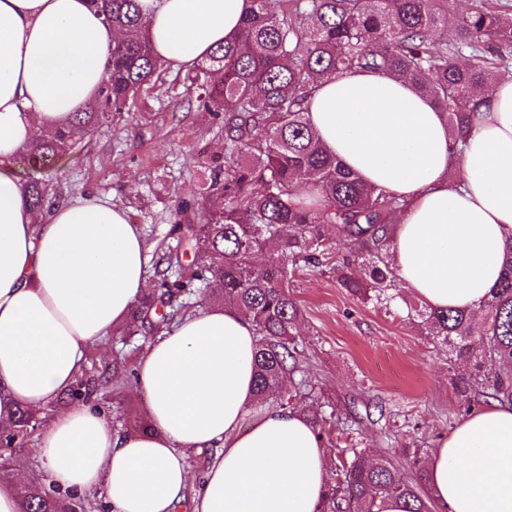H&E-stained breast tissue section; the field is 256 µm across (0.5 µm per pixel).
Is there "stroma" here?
<instances>
[{
	"label": "stroma",
	"mask_w": 512,
	"mask_h": 512,
	"mask_svg": "<svg viewBox=\"0 0 512 512\" xmlns=\"http://www.w3.org/2000/svg\"><path fill=\"white\" fill-rule=\"evenodd\" d=\"M223 153L222 119L199 108L186 71L170 68L138 94L131 111L113 115L53 165L18 168L23 181L45 183L62 199L83 192L111 197L140 225L154 258L172 246V224L189 222L178 207L200 192ZM346 276L361 282L365 271L339 235L328 241L323 266L288 271L301 311L300 371L314 387L313 407L334 414L340 428L352 429L372 454L390 457L411 482L403 449L431 451L481 404L462 391L468 365L450 360L404 304L386 307L373 294L353 293L341 284ZM145 347L138 336L90 349L85 371L101 389L92 406L112 417L123 413L125 390L112 363L134 365Z\"/></svg>",
	"instance_id": "35a3bbf8"
}]
</instances>
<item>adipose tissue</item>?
I'll list each match as a JSON object with an SVG mask.
<instances>
[{
  "instance_id": "ef3b65f1",
  "label": "adipose tissue",
  "mask_w": 512,
  "mask_h": 512,
  "mask_svg": "<svg viewBox=\"0 0 512 512\" xmlns=\"http://www.w3.org/2000/svg\"><path fill=\"white\" fill-rule=\"evenodd\" d=\"M153 49L188 68L236 35L250 0H137ZM117 35L90 0H0V427L68 391L91 346L125 324L150 286L139 225L111 198L76 195L36 212L24 149L96 99ZM325 147L371 188L402 197L391 261L405 290L477 311L512 245V73L500 74L452 151L442 112L404 78L351 71L308 102ZM250 319L188 314L137 357L147 429L120 434L73 406L43 427L37 456L55 489L108 512H319L326 450L309 419L260 402ZM213 451L193 480L186 451ZM450 512H512V406L461 421L427 462ZM194 496H187L188 486Z\"/></svg>"
}]
</instances>
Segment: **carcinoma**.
Returning <instances> with one entry per match:
<instances>
[{"instance_id": "cac0c4a2", "label": "carcinoma", "mask_w": 512, "mask_h": 512, "mask_svg": "<svg viewBox=\"0 0 512 512\" xmlns=\"http://www.w3.org/2000/svg\"><path fill=\"white\" fill-rule=\"evenodd\" d=\"M105 23L127 33L112 48V68L96 103L22 154L32 165H49L67 154L114 112H128L143 86L163 71L146 33L136 0H91ZM512 64V9L493 0H476L448 22L443 0H251L239 34L193 67L187 78L197 87L200 107L224 115V162H215L209 185L184 201L198 223H176L173 232L190 245L186 264L178 251L154 263L157 288L113 335L122 343L141 334L157 335L193 308L190 298L210 288L214 302L251 319L257 336L256 392L261 401L282 407L303 403L302 379L292 389L285 378L299 372L294 331L300 318L288 293V264H322V246L332 234L352 244L354 260L369 271L377 301H390L392 270L389 224L404 207L384 190L367 187L345 170L315 133L308 99L327 75L369 70L408 79L416 91L444 113L451 137L477 110L474 90L486 92L500 70ZM38 211L55 201L41 182L27 186ZM268 254L270 268L253 263ZM475 321L466 309L412 307L427 335L448 348V357L472 367L464 388H483V396L512 404V246L502 275ZM96 386L80 377L71 400L92 396ZM39 419L23 407L15 411L7 448H22ZM119 430L141 432L133 411L117 417ZM348 458L332 472L323 512H383L390 498L405 501L406 512H432L426 457L407 452L416 482H404L392 460L377 458L353 444ZM25 512H78L82 505L54 494L18 491Z\"/></svg>"}]
</instances>
